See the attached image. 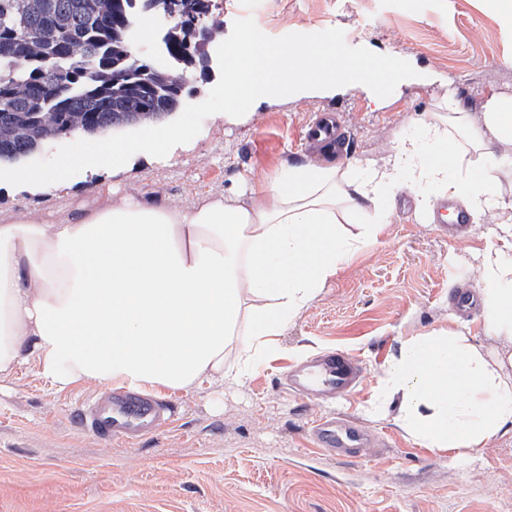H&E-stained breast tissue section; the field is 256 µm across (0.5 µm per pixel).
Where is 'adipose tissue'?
Returning a JSON list of instances; mask_svg holds the SVG:
<instances>
[{
    "instance_id": "adipose-tissue-1",
    "label": "adipose tissue",
    "mask_w": 512,
    "mask_h": 512,
    "mask_svg": "<svg viewBox=\"0 0 512 512\" xmlns=\"http://www.w3.org/2000/svg\"><path fill=\"white\" fill-rule=\"evenodd\" d=\"M512 97L494 93L472 116L421 121L381 162L289 163L248 193L198 196L188 208L129 200L73 208L57 223H0V381L25 367L52 387L193 393L239 382L224 362L241 337L260 364L289 322L359 245L377 241L400 191L423 210L449 197L499 219L481 254L485 329L512 345ZM377 221L347 235L343 217ZM512 352L488 361L454 327L400 340L380 403L420 446L456 457L512 429Z\"/></svg>"
}]
</instances>
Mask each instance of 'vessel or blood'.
Listing matches in <instances>:
<instances>
[{
  "instance_id": "1",
  "label": "vessel or blood",
  "mask_w": 512,
  "mask_h": 512,
  "mask_svg": "<svg viewBox=\"0 0 512 512\" xmlns=\"http://www.w3.org/2000/svg\"><path fill=\"white\" fill-rule=\"evenodd\" d=\"M307 136L312 141L332 145L340 152L348 145L338 118L330 114L311 125ZM356 378L352 359L345 353L331 352L292 370L288 385L302 397L315 398L324 393H348L354 389ZM75 419L84 431L99 440L130 444L170 424L171 414L163 401L149 393L109 389L98 397L81 401ZM309 435L325 454L349 460L362 458L374 441L368 430L339 416L313 421Z\"/></svg>"
}]
</instances>
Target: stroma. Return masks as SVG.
<instances>
[{
    "label": "stroma",
    "instance_id": "35a3bbf8",
    "mask_svg": "<svg viewBox=\"0 0 512 512\" xmlns=\"http://www.w3.org/2000/svg\"><path fill=\"white\" fill-rule=\"evenodd\" d=\"M232 28L252 17L268 36L342 29L352 47L408 61L424 79L374 108L357 88L286 96L240 118L207 117L189 143L127 169L88 168L64 191L0 187V219L59 220L77 202L111 193L188 207L203 193L243 189L285 163L322 161L302 130L340 114L350 159H377L422 117L449 112L456 94L479 112L489 88L512 96V25L485 0H222ZM497 228L477 217L467 238L448 240L416 198L400 192L377 242L361 246L277 338L244 381L199 393L159 391L178 422L129 446L78 430L73 404L93 383L55 391L37 370L0 382V512H512V433L471 457L419 447L391 417L372 412L384 365L399 339L447 328L450 298L477 284L474 269ZM349 353L361 370L351 394L333 400L290 394L298 363ZM336 413L375 436L362 459L313 448L308 429Z\"/></svg>",
    "mask_w": 512,
    "mask_h": 512
}]
</instances>
